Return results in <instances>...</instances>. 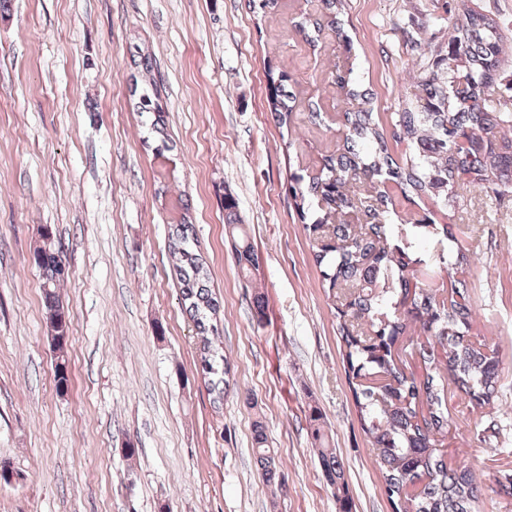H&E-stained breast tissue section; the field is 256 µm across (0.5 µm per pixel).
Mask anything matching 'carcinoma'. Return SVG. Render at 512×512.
Segmentation results:
<instances>
[{"instance_id":"obj_1","label":"carcinoma","mask_w":512,"mask_h":512,"mask_svg":"<svg viewBox=\"0 0 512 512\" xmlns=\"http://www.w3.org/2000/svg\"><path fill=\"white\" fill-rule=\"evenodd\" d=\"M319 13H305L292 27L310 47L319 45L325 30L342 35L345 0H320ZM449 22L446 55H431L421 86L424 95L391 116L393 138L407 143L402 161L393 158L383 126L372 112V94L337 77L339 92L361 101L357 111L342 115L344 143L321 157L319 171L291 177V192L300 211L320 212L307 229L316 236L314 259L329 288L347 290L337 307V331L353 378L355 401L364 431L374 443L385 492L395 512H473L474 475L468 468L450 469L437 448L448 435L449 414L443 410L449 382L481 408L491 403L499 363L486 342L471 340L472 308L459 275L468 258L457 251L448 262V288L419 280L411 265L418 238L457 243L452 230L436 228L426 217H401L388 190L429 194L452 207L465 193L479 188L501 198L512 195V112L493 105L506 46L496 21L460 0ZM447 65L448 79L439 81L435 68ZM283 71L269 72L267 101L279 123L286 124L296 94ZM137 109L151 118L158 134L162 106L150 94L140 95ZM226 223L242 234L236 249L239 273L250 278L260 268L259 256L237 222L235 198L224 194ZM168 249L176 258L174 273L182 285L186 312L200 335L199 362L208 378L213 403L224 404L228 360L213 344V323L220 303L207 286L210 269L193 248L192 224L183 216L170 225ZM42 271L53 337L68 330L64 306L53 288L65 280L60 250L45 245L34 253ZM420 339L410 342L426 374L418 380L395 360L394 347L410 327ZM311 436L323 477L340 506L352 512L345 470L318 408L309 411ZM255 453L265 480L283 486L281 463L267 446L261 423L254 429Z\"/></svg>"}]
</instances>
